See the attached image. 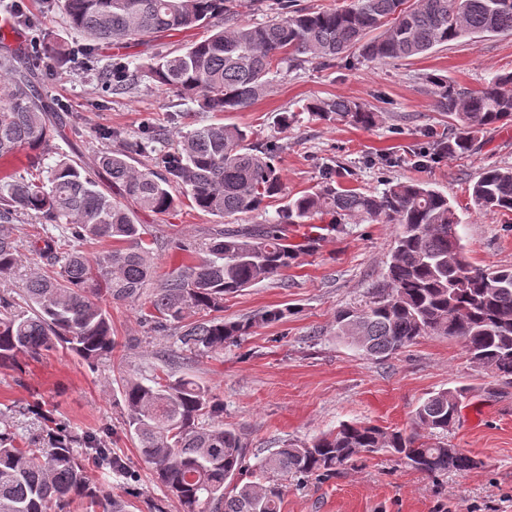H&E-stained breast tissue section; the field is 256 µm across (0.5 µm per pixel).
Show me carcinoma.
<instances>
[{"label": "carcinoma", "instance_id": "obj_1", "mask_svg": "<svg viewBox=\"0 0 512 512\" xmlns=\"http://www.w3.org/2000/svg\"><path fill=\"white\" fill-rule=\"evenodd\" d=\"M71 26L93 42L124 43L158 38L197 27L216 28L233 0H57ZM276 19L258 25L216 28L208 38L175 55L160 54L150 72L160 86L199 99L211 112H239L264 92L279 66L316 60L329 65L356 47L367 61L401 60L462 37L512 35V0H350L341 8L310 11L297 0H275ZM72 49L37 38L21 52L0 36V80L7 82L0 105V161L28 151L36 173H0V279L14 274L28 253L49 270L33 273L25 288L0 294V367L20 357L36 359L59 347L86 360H99L115 346L112 322L101 301L134 302L154 276L153 239L135 223L133 207L155 214L175 208L187 195L199 210L221 218L264 210L282 192L277 147L251 142V133L226 124L202 125L180 141L177 151L152 168L129 162L149 142L121 132L114 151L74 161L65 155L41 166L60 132L51 104L36 90V65L63 59ZM138 68L112 66V87L136 84ZM436 107L448 113L451 136H433L440 155H465L477 134L512 124V73L469 90L439 76ZM307 110L324 119L337 115L372 127L379 115L345 99L317 100ZM112 181V190L100 175ZM479 211L512 216V167L484 169L471 185ZM330 217V227L348 221L396 224L399 235L386 273L387 287L372 305L336 314V334L369 356L389 357L423 336L467 341L469 359L512 383V268H478L467 259L454 205L425 181L387 184L381 192L341 187L325 174L314 192L290 198L277 216L259 224H227L198 244L202 258L170 275L144 302L149 330H180L173 352L151 384L129 379L122 385L126 431L141 458L182 512H281L283 482L292 477H330L361 453L387 452L413 469L437 474L468 472L475 457L448 452L445 436L459 421L470 388L459 386L424 399L414 412L415 428L383 429L340 424L309 445L277 448L249 463L247 444L224 428V404L209 390L172 369L181 352L220 354L242 332L224 324V297L261 279L279 277L320 236L288 242V227ZM28 216L40 229L21 241L13 224ZM111 241L112 248L88 256L80 245ZM48 442L23 440L0 420V512H66L87 500L102 512H125L124 501L101 490L111 475L131 485L136 471L124 456L101 445L95 434L82 438L77 454L65 426L46 416Z\"/></svg>", "mask_w": 512, "mask_h": 512}]
</instances>
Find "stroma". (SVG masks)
<instances>
[{
    "label": "stroma",
    "mask_w": 512,
    "mask_h": 512,
    "mask_svg": "<svg viewBox=\"0 0 512 512\" xmlns=\"http://www.w3.org/2000/svg\"><path fill=\"white\" fill-rule=\"evenodd\" d=\"M28 23L16 24L24 38L41 34L79 48L62 9L47 10L45 0H24ZM208 28L174 32L159 40L105 46L93 58L44 59L41 92L65 116L52 141L57 154L81 159L113 148L108 130L141 138L152 125L154 151L138 156L153 165L155 151H172L195 127L233 124L253 140L278 146L283 197L259 214L233 216L236 224H257L275 217L285 198L319 188L324 172L348 188L380 191L386 182H432L448 195L461 219L459 233L473 266L512 267V219L474 209L469 188L482 169L512 167V127L480 134L468 157L442 156L417 165L414 152L428 131L449 132L438 112L436 75L472 90L495 75L512 73V35L466 37L405 60L309 62L282 69L257 101L239 112H208L197 100L159 87L148 66L155 56L181 50L207 38ZM140 67L134 89L115 91L100 76L113 63ZM351 99L379 113L378 123L361 128L341 119L325 120L307 112V103ZM290 114L281 124V114ZM139 223L157 238L154 263L163 279L192 264L194 255L170 247L172 239L196 244L218 224V217L180 197L169 213L139 212ZM399 228L394 224L344 225L324 232L315 249L301 254L280 277L263 279L224 301L225 322H239L271 307L286 309L279 323L254 326L224 346L222 354L194 357L180 372L204 385L224 403V425L238 432L249 460L283 444L303 445L343 422H365L388 429L411 427L418 404L443 389L462 385L470 392L458 426L448 433L449 447L481 459L479 468L459 474L428 475L388 453L359 454L333 476L306 482L289 480L282 512H512V385L472 363L461 341L421 337L389 358L365 355L336 334V313L361 309L384 288ZM116 347L111 358L91 363L66 349L19 367L0 368V419L13 423L20 437L41 432L43 416L65 423L74 436L96 434L102 445L127 458L138 474L134 493L112 476L106 492L125 497L127 512H150L153 503L178 512L144 463L123 424L125 379H147L163 366L175 337L148 332L137 302H109Z\"/></svg>",
    "instance_id": "obj_1"
}]
</instances>
